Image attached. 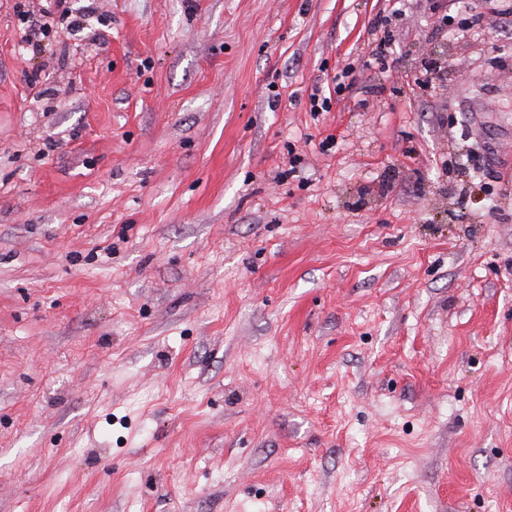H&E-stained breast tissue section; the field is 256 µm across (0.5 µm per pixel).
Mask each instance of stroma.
<instances>
[{"mask_svg": "<svg viewBox=\"0 0 512 512\" xmlns=\"http://www.w3.org/2000/svg\"><path fill=\"white\" fill-rule=\"evenodd\" d=\"M48 2L0 0V512H512V0H66L34 50Z\"/></svg>", "mask_w": 512, "mask_h": 512, "instance_id": "stroma-1", "label": "stroma"}]
</instances>
